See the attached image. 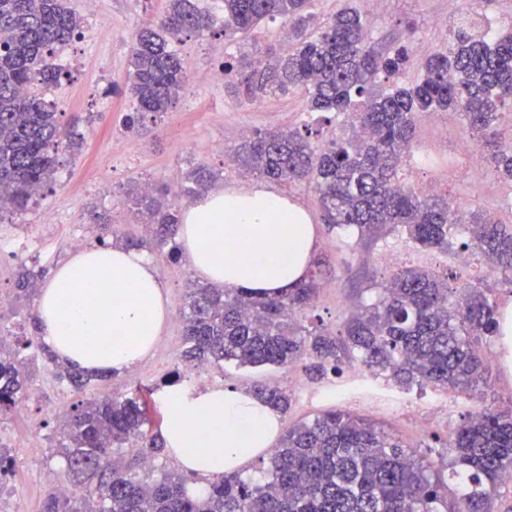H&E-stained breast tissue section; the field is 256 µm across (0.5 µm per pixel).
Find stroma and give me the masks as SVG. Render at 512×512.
I'll list each match as a JSON object with an SVG mask.
<instances>
[{"instance_id":"35a3bbf8","label":"stroma","mask_w":512,"mask_h":512,"mask_svg":"<svg viewBox=\"0 0 512 512\" xmlns=\"http://www.w3.org/2000/svg\"><path fill=\"white\" fill-rule=\"evenodd\" d=\"M312 4L322 20L345 7L358 9L370 22L378 50L414 44L411 66L396 77L402 84L414 82L425 51L447 48L454 29L461 24H469L476 35L489 26L498 32L512 29V0H480L471 10L464 0H312ZM67 5L81 24L74 39L49 59L65 74L38 94L52 103L79 148L59 155L52 183L26 210L0 213V292H11L20 263L51 272L72 256L73 239H81L87 246L97 244L100 225H112L121 234L143 236L129 193L142 190L147 183L165 187L176 196L179 208H186L190 201L180 195L184 177L204 164L216 173L217 186L261 185L294 198L309 213L317 230L314 257L321 261L323 275L308 315L312 325L325 328L331 336L343 337L351 312L362 301L373 299L376 287L390 277L391 268L380 258L393 251L402 255L404 266L430 269L446 278L451 288L461 291L476 286L496 304L512 301V288L486 276L479 259L466 266L458 263L459 247L418 249L400 229L374 243L347 246L327 233L317 195L309 184H279L244 172L233 162L245 131L307 126L312 141L323 142L339 133L342 121H321L308 114L306 96L300 91L268 95L254 102L229 95L224 88V57L229 47L224 41L221 0H197L198 8L209 12L214 23L203 33H187L176 41V49L190 64V79L175 108L141 136L123 126L125 116L134 110L125 90L130 47L139 28L164 13L167 0H67ZM468 139L459 116L423 114L417 125L416 147L401 166V178L421 195L434 191L467 210L485 211L501 223L512 224V184L501 182L488 166L476 169L469 164L459 150ZM118 142L123 145L119 151L114 148ZM46 212L55 217L47 227L42 224ZM153 262L165 285L173 318L151 353L134 369L94 381L78 392L56 378L52 364L36 360L31 399L14 411L9 422L0 424V442L9 445L13 459L7 484L16 490L4 504L6 512L42 510L59 464L55 445L60 434L51 407L66 408L113 393L136 397L146 391L156 402L164 379L183 371L179 358L182 323L177 316L193 273L184 260L172 263L157 256ZM482 359L487 383L475 391L432 384L404 387L386 374L367 369L350 384L359 395L355 401L329 391L335 374L315 375L309 357L286 369L208 364L201 366L193 382L200 387L233 386L244 391L258 382L279 384L292 393L291 406L281 416L282 429L333 407L374 420L416 456L435 461L447 457L445 441L477 404L498 409L512 406V366L504 363L499 339L483 343Z\"/></svg>"}]
</instances>
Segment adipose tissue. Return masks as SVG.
Masks as SVG:
<instances>
[{"label":"adipose tissue","instance_id":"obj_1","mask_svg":"<svg viewBox=\"0 0 512 512\" xmlns=\"http://www.w3.org/2000/svg\"><path fill=\"white\" fill-rule=\"evenodd\" d=\"M178 238L194 272L230 289L278 296L303 281L316 230L294 199L263 187H220L183 212ZM38 334L63 363L91 372L131 370L151 351L170 317L147 253L87 246L40 290ZM162 435L170 455L198 479L195 491L268 451L280 432L277 411L233 388L185 382L161 393Z\"/></svg>","mask_w":512,"mask_h":512}]
</instances>
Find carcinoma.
<instances>
[{
    "mask_svg": "<svg viewBox=\"0 0 512 512\" xmlns=\"http://www.w3.org/2000/svg\"><path fill=\"white\" fill-rule=\"evenodd\" d=\"M156 27L144 28L131 47L130 93L136 111L125 127L138 131L173 107L190 76L188 61L172 47L188 32L211 26L193 0H168ZM224 39L247 36L268 20L288 22V40L265 56L224 59L228 94L252 102L267 93L305 90L308 110L344 115L352 131L311 141V131L269 129L243 139L235 163L279 183L306 182L318 195L329 231L376 241L404 228L422 248L447 249L457 224L469 226L460 249L480 256L488 274L512 288V224L487 213L464 212L441 196H419L402 183L400 167L413 146L419 117L453 112L476 136L478 151L499 177L512 182V141L498 126L512 116V32L473 36L458 28L446 51H434L412 84L390 82L405 70L412 47L384 55L369 38L366 19L353 8L319 21L311 0H222ZM79 21L65 0H0V199L14 210L29 206L52 182L57 156L76 147L57 113L32 92L58 81L46 57L63 48ZM205 165L190 171L186 195L215 180ZM153 244L182 258L176 243V204L167 190L135 194ZM43 269L22 264L14 282L18 299L36 295ZM319 267L278 297L243 289L191 284L183 307L189 366L234 362L287 368L303 354L322 372L349 352L363 366L389 373L400 385L430 383L475 390L486 382L481 344L501 336L504 315L478 287L457 301L448 282L421 267L402 268L379 288L378 300L360 307L338 341L302 324L319 287ZM37 350L56 376L76 388L91 376L58 363L37 337L0 325V410L30 396ZM253 394L285 412L284 387L258 385ZM147 445L160 448L141 403L132 397L88 399L62 418L57 446L64 470L52 480L43 512H495L493 493L512 473V410L479 408L457 426L453 456L435 466L418 460L401 440L366 419L330 409L290 428L271 449L264 479L226 472L209 490L188 493L183 476L154 475ZM81 490L61 493V480ZM461 491L448 502V481Z\"/></svg>",
    "mask_w": 512,
    "mask_h": 512,
    "instance_id": "1",
    "label": "carcinoma"
}]
</instances>
